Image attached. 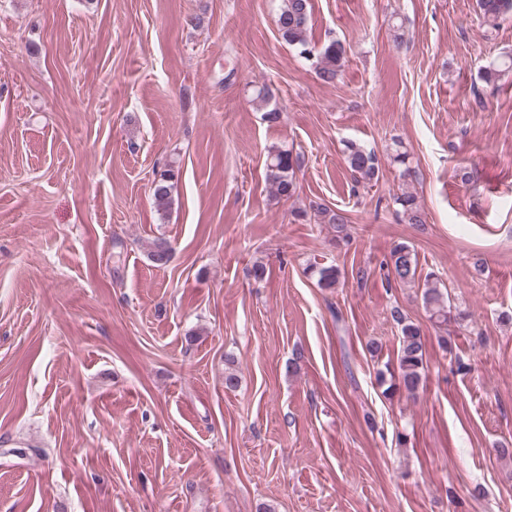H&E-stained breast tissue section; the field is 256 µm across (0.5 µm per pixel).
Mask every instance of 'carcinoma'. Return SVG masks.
<instances>
[{
    "mask_svg": "<svg viewBox=\"0 0 512 512\" xmlns=\"http://www.w3.org/2000/svg\"><path fill=\"white\" fill-rule=\"evenodd\" d=\"M478 6L490 20L512 15V0H478ZM309 17L310 0H283L276 20L278 32L295 49L297 55L308 62L318 79L332 84L344 66L345 48L337 39L329 40L320 49L312 45L308 34ZM345 161L356 183L366 186L378 179L379 159L374 152L350 143L346 147ZM300 166V157L292 151L276 146L269 148L265 178L275 197L288 200L296 194L299 188L296 172ZM178 175L179 170L170 164L153 182V203L162 215L172 205V181ZM394 203L400 206L406 223H425L421 204L413 193L404 191L396 195ZM311 209L315 223L332 225L338 238L347 236L349 218L343 211L320 204L311 206ZM172 251L170 242L164 238H156L146 244L147 256L157 266L167 265L171 261ZM386 265L395 282L409 283L415 280L417 259L409 245L395 244ZM309 272L316 277L317 286L324 290L337 287L342 278L341 269L336 265H312ZM422 302L431 320L441 326L448 325L450 301L439 288L434 285L424 288ZM391 316L399 328L397 369L378 371V380L385 386V395L405 393L412 397L418 392L425 376V337L420 325L410 320L400 308H394Z\"/></svg>",
    "mask_w": 512,
    "mask_h": 512,
    "instance_id": "obj_1",
    "label": "carcinoma"
}]
</instances>
